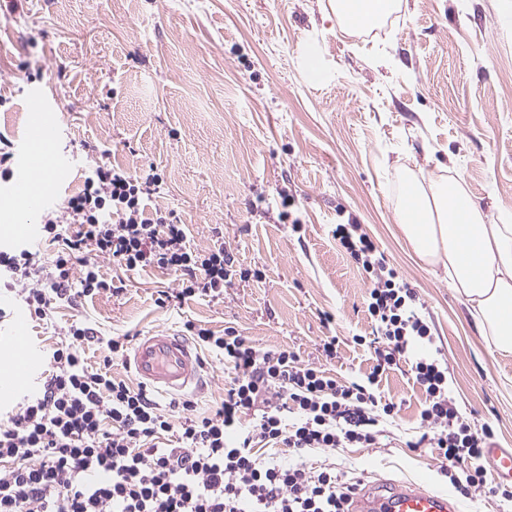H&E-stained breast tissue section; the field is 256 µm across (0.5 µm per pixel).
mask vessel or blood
<instances>
[{"instance_id":"1","label":"vessel or blood","mask_w":512,"mask_h":512,"mask_svg":"<svg viewBox=\"0 0 512 512\" xmlns=\"http://www.w3.org/2000/svg\"><path fill=\"white\" fill-rule=\"evenodd\" d=\"M56 129L48 115L32 124L18 148V171L7 193L19 206L45 210L56 199L68 164L54 147ZM128 364L136 380L157 392L185 395L202 386L200 356L183 336L148 331L138 336ZM44 368L40 349L16 334L0 347V399L11 398L20 381ZM494 476L512 481V448H489ZM350 512H461L446 491L431 492L417 485L381 483L356 489Z\"/></svg>"}]
</instances>
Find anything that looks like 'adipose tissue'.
Wrapping results in <instances>:
<instances>
[{"label":"adipose tissue","mask_w":512,"mask_h":512,"mask_svg":"<svg viewBox=\"0 0 512 512\" xmlns=\"http://www.w3.org/2000/svg\"><path fill=\"white\" fill-rule=\"evenodd\" d=\"M393 6V0H336V15L369 29ZM395 218L412 253L447 270L484 341L511 355L512 225L486 223L478 203L456 184L426 190L406 183Z\"/></svg>","instance_id":"adipose-tissue-1"}]
</instances>
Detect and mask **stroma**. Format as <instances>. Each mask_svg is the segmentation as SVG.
<instances>
[{
	"label": "stroma",
	"mask_w": 512,
	"mask_h": 512,
	"mask_svg": "<svg viewBox=\"0 0 512 512\" xmlns=\"http://www.w3.org/2000/svg\"><path fill=\"white\" fill-rule=\"evenodd\" d=\"M335 0H19L0 9V138L20 144L39 91L80 188L93 151L164 179L192 248L223 240L246 280L223 300L157 305L172 273L131 275L121 296L59 307L102 334L236 328L263 348L368 374L365 274L332 230L358 224L416 289L475 428L512 448V355L492 352L442 268L408 249L395 222L404 182H453L490 224L512 225V0H398L376 28L342 27ZM293 204L283 208L281 193ZM378 392L400 412L383 448L329 453L345 478L446 490L435 451L413 448L423 394L407 365Z\"/></svg>",
	"instance_id": "1"
}]
</instances>
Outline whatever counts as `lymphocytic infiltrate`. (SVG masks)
I'll list each match as a JSON object with an SVG mask.
<instances>
[{"label":"lymphocytic infiltrate","instance_id":"1","mask_svg":"<svg viewBox=\"0 0 512 512\" xmlns=\"http://www.w3.org/2000/svg\"><path fill=\"white\" fill-rule=\"evenodd\" d=\"M162 183L154 169L137 175L95 162L79 190L43 219L40 232L54 248L45 276L35 278L28 245L1 248L0 288L40 321L63 304L119 295L125 275L149 268L179 276L158 304L223 298L238 274L231 249L220 242L192 249L173 211L148 209ZM334 235L368 283L373 337L355 339L373 345L365 378L342 382L326 369L337 357L332 336L316 364L285 348L262 349L234 327L219 335L188 320L184 335L233 376L215 411L198 412L190 399L165 407L113 375L128 336L107 339L88 321L66 323L38 389L0 406V512H346L353 484L320 455L388 436L398 409L376 389L402 362L424 396L417 447L437 450L441 475L461 497L488 493L511 502L512 485L486 480L492 431L464 420L448 393L447 369L427 352L433 338L416 289L358 225H337ZM104 260L113 276L103 274ZM93 343L106 349L97 367L85 355ZM282 448L284 460L276 455Z\"/></svg>","mask_w":512,"mask_h":512}]
</instances>
